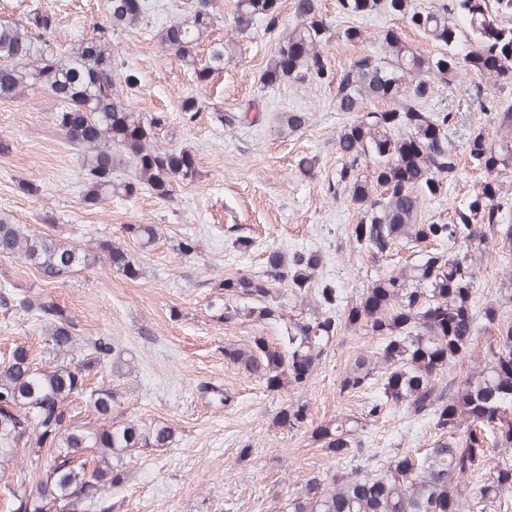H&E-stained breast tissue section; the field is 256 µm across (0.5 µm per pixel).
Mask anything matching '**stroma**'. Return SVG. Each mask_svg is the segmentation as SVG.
Returning a JSON list of instances; mask_svg holds the SVG:
<instances>
[{
	"mask_svg": "<svg viewBox=\"0 0 512 512\" xmlns=\"http://www.w3.org/2000/svg\"><path fill=\"white\" fill-rule=\"evenodd\" d=\"M37 1L55 15L51 45L65 56L93 37L107 9L106 0ZM235 2L217 0L212 36L226 46L224 68L203 83L160 42L161 29L186 16L192 0H148L140 23L111 37L116 87L125 103L137 112L167 113L169 121L153 130V142L191 150L198 164L197 182L174 187L169 196L139 190L88 205L79 153L52 123L58 100L44 90L0 99V213L86 246L109 238L129 248L128 225L158 229L152 246L135 253L141 269L135 278L102 262L49 285L23 260L0 258V289L64 307L83 336L110 337L116 353L129 361L126 375L106 368L88 377L92 386L111 381L118 393L117 419L172 429L168 447L133 452L126 481L110 493L111 512H275L278 501L300 492L309 478L339 470L340 460L313 444L311 434L338 417L365 412L369 393L347 394L340 385L358 355L376 350L377 338L339 330L304 385L268 391L256 374L225 359L224 346L258 336L278 341L283 324L225 320V306L236 300L225 295L224 281L261 273L269 251L303 248L321 257L315 282L333 281L352 303L376 275L417 257L400 245L395 260L378 262L355 248L349 229L362 211L348 196L330 192L342 165L336 147L341 131L383 110L384 102L370 99L359 111L345 112L332 83L285 81L264 87L260 74L279 37L296 23L295 0H280L275 27L260 21L243 31L232 22ZM319 17L332 29L351 25L363 33L356 43L334 38L324 45L327 66L335 73L363 55L381 53L379 36L387 29L425 54L446 50L384 10L352 19L339 0H319ZM129 70L139 77L132 87L124 82ZM190 96L199 106L192 120L181 110ZM502 108L489 77L464 70L436 83L421 109L451 113L448 144L459 166L444 178L437 197L422 198L417 223H448L473 194L484 174L467 159L466 140L479 128L495 134V114ZM242 111L249 112L250 122L227 125L215 118L219 112ZM285 112L303 113L304 124L279 130ZM304 157L313 161L307 172L298 166ZM24 181L33 192L20 190ZM240 236L251 239L250 251L236 248ZM187 237L195 239L197 251L183 255L176 243ZM475 270V309L501 301V279L512 271V262L502 260L499 246L486 244ZM17 345L37 356L50 347L28 316L0 313V355ZM214 388L228 394L227 403L213 400ZM297 403L309 408L306 424L294 431L278 427L276 415ZM437 435L429 420L412 421L393 410L369 422L363 448L353 449L350 458L368 460L370 469L380 471L394 453L424 452Z\"/></svg>",
	"mask_w": 512,
	"mask_h": 512,
	"instance_id": "obj_1",
	"label": "stroma"
}]
</instances>
